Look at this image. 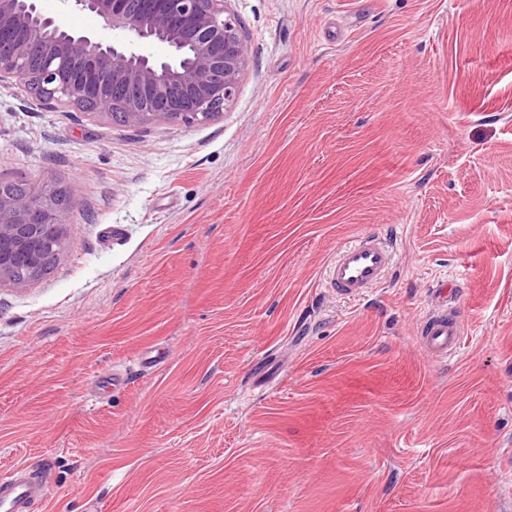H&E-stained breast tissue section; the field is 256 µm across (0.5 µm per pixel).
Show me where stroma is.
<instances>
[{"label":"stroma","instance_id":"stroma-1","mask_svg":"<svg viewBox=\"0 0 512 512\" xmlns=\"http://www.w3.org/2000/svg\"><path fill=\"white\" fill-rule=\"evenodd\" d=\"M226 16L247 63L203 123L0 85V180L73 193L54 269L0 286V473L44 476L48 512H512V0ZM377 232L384 283L331 295ZM445 283L437 362L416 328ZM393 262L391 243L378 234L365 235L336 251L326 268L325 288L337 295H358L379 285ZM453 303L449 292H438L419 324V342L432 358L446 360L461 348L463 324Z\"/></svg>","mask_w":512,"mask_h":512}]
</instances>
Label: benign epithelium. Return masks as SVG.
<instances>
[{"label": "benign epithelium", "instance_id": "1", "mask_svg": "<svg viewBox=\"0 0 512 512\" xmlns=\"http://www.w3.org/2000/svg\"><path fill=\"white\" fill-rule=\"evenodd\" d=\"M38 0H0V83L16 78L46 104L124 126L204 122L237 92L247 45L224 18V0H63L101 17L126 42L77 33L43 14ZM142 44L164 47L162 60ZM73 191L38 183L0 186V284L22 288L45 261L44 228L64 223Z\"/></svg>", "mask_w": 512, "mask_h": 512}]
</instances>
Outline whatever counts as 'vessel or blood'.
<instances>
[{
	"instance_id": "1",
	"label": "vessel or blood",
	"mask_w": 512,
	"mask_h": 512,
	"mask_svg": "<svg viewBox=\"0 0 512 512\" xmlns=\"http://www.w3.org/2000/svg\"><path fill=\"white\" fill-rule=\"evenodd\" d=\"M393 262L390 242L377 234L366 235L337 250L326 268L325 286L337 295H358L379 285ZM419 342L432 358L445 360L461 348L463 324L450 296L436 294L418 327ZM46 500L42 477L25 468L0 476V512H31Z\"/></svg>"
}]
</instances>
